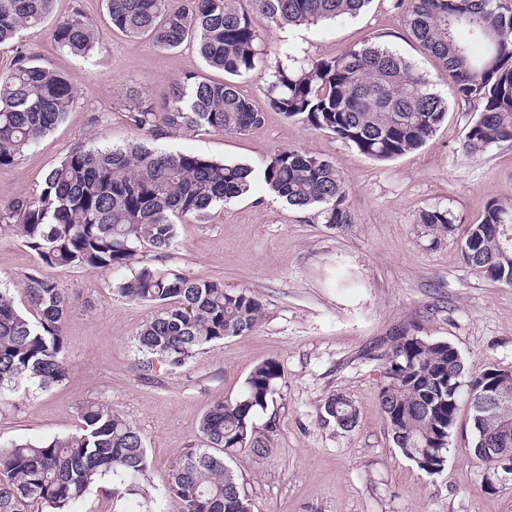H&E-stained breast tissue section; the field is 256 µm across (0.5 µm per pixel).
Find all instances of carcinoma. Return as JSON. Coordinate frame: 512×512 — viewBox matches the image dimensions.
<instances>
[{
	"mask_svg": "<svg viewBox=\"0 0 512 512\" xmlns=\"http://www.w3.org/2000/svg\"><path fill=\"white\" fill-rule=\"evenodd\" d=\"M112 27L131 38L148 36L166 50L194 38L205 65L229 76L222 82L188 75L156 108L135 94L128 120L135 140L122 147L80 144L52 168L40 193L0 208V232L35 253L42 268L123 269L112 283L119 296L160 306L137 336L140 350L170 368L183 366L211 344L251 332L262 303L245 290L229 291L219 279L162 274L133 267L139 247L158 255L175 239L174 219L203 215L211 206L246 195L253 170L191 152L169 153L144 140L201 131L244 135L264 123V113L238 91L233 77L257 69L264 38L260 16L271 27L301 26L359 14L370 0H105ZM408 34L449 79L443 96L400 53L379 43L347 48L330 59H305L284 47L267 83L269 107L386 161L422 147L444 122L449 101L473 107L463 146L471 156L512 141V7L504 0H398ZM55 0H0V44L43 25ZM100 31L79 11L62 17L53 40L74 54L90 52ZM75 103L72 83L56 70L21 56L0 75V167L16 164L63 120ZM268 189L298 208H322L325 223H351L343 207L345 184L336 166L299 150H283L265 163ZM419 222L451 235L448 211L424 210ZM465 264L483 277L512 285V207L487 206L461 249ZM19 308L0 289V398L34 386L46 390L66 380L64 324L67 289L37 271L27 276ZM385 383L379 406L401 454L428 474L442 472L461 399L475 401L479 385L464 380L458 350L414 334L393 337L381 355ZM282 378L276 361L257 365L233 400L215 401L200 423L202 444L189 448L172 470L152 512H251L243 483L227 460L239 452L265 459L270 437L255 436V418L266 410ZM328 419L344 431L358 411L342 394L329 396ZM77 432L0 447V512H34L47 505L68 512L89 487L108 477L112 496L143 494L147 453L140 431L112 408L82 405ZM474 457L488 471L497 457L485 452L512 436L502 432L507 409L475 419L470 410Z\"/></svg>",
	"mask_w": 512,
	"mask_h": 512,
	"instance_id": "1",
	"label": "carcinoma"
}]
</instances>
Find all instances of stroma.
I'll return each mask as SVG.
<instances>
[{
  "label": "stroma",
  "instance_id": "35a3bbf8",
  "mask_svg": "<svg viewBox=\"0 0 512 512\" xmlns=\"http://www.w3.org/2000/svg\"><path fill=\"white\" fill-rule=\"evenodd\" d=\"M76 8L103 33L88 55L60 49L49 23L0 45V73L23 53L70 79L76 95L62 122L17 164L0 167V206L39 193L46 173L78 143L120 146L134 139L130 95L157 103L184 76L224 79L193 45L164 51L150 38L113 29L103 0L55 3L59 16ZM258 27L267 53L257 73L237 78L236 85L265 110L263 126L244 136L202 133L158 142L172 153L251 167V193L204 217H180L165 256L145 246L137 258L162 272L219 279L229 290L251 293L263 304L259 325L211 345L176 371L158 364L145 376L136 336L157 305L119 297L108 272L49 270L70 297L64 329L69 374L50 389L0 400V441L69 434L80 426L83 403L109 405L139 429L148 454L144 485L158 497L173 465L200 443V423L211 404L236 398L254 367L274 360L282 378L256 418L258 428L275 426L272 452L265 459L241 453L233 463L251 512H512V483L487 491L486 470L470 456L468 404L460 406L447 466L434 475L401 455L378 404L385 382L379 354L402 332L450 343L466 374L491 364L512 370V286L485 279L460 257L464 233L489 204L512 206V142L469 156L463 140L472 115L453 103L421 148L378 162L333 134L269 109L266 73L280 45L319 59L379 41L445 86L437 63L411 41L395 0H371L358 16L318 25L271 28L262 21ZM288 149L336 165L351 224H324L317 209L291 207L266 187L260 176L266 161ZM433 206L447 209L454 235L436 237L419 224L421 211ZM37 267L31 250L0 234V286L16 303H23L26 277ZM334 393L356 406L353 431L326 422L324 403ZM111 485L108 479L92 485L70 512H147L144 498L112 497Z\"/></svg>",
  "mask_w": 512,
  "mask_h": 512
}]
</instances>
